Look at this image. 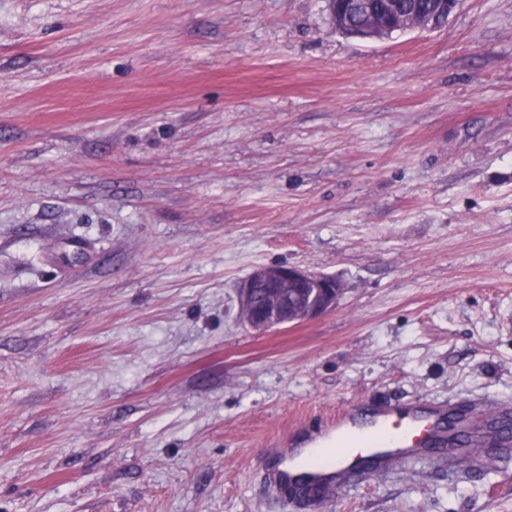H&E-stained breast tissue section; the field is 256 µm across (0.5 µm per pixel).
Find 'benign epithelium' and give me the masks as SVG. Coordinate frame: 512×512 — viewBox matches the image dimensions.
<instances>
[{"instance_id":"7a95c632","label":"benign epithelium","mask_w":512,"mask_h":512,"mask_svg":"<svg viewBox=\"0 0 512 512\" xmlns=\"http://www.w3.org/2000/svg\"><path fill=\"white\" fill-rule=\"evenodd\" d=\"M435 11L416 3L401 7L396 0H329L332 20L344 33L373 39L392 30L436 27L455 10L458 0H435ZM342 284L283 263L256 268L238 288L239 312L252 330L264 332L279 325L312 320L336 307Z\"/></svg>"}]
</instances>
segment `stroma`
<instances>
[{"instance_id": "1", "label": "stroma", "mask_w": 512, "mask_h": 512, "mask_svg": "<svg viewBox=\"0 0 512 512\" xmlns=\"http://www.w3.org/2000/svg\"><path fill=\"white\" fill-rule=\"evenodd\" d=\"M271 263L344 293L255 332ZM508 316L512 0H0V512H309L267 474L343 408L512 402ZM316 512H512V462ZM435 2L433 14L424 12L417 3L401 7L394 0H330L329 6L336 28L348 35L373 39L393 33L391 30L436 28V19L448 20L458 0ZM356 16L358 23L353 24L352 18Z\"/></svg>"}]
</instances>
